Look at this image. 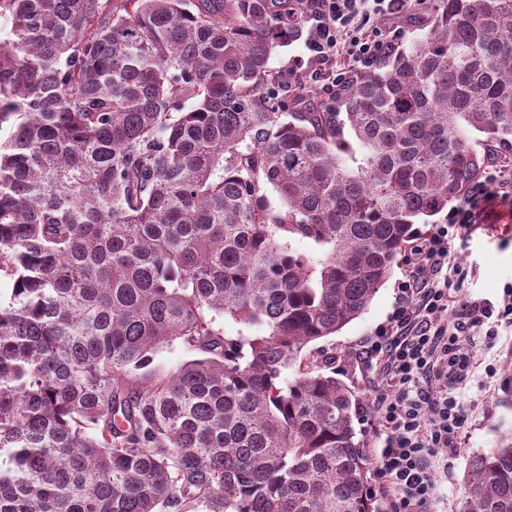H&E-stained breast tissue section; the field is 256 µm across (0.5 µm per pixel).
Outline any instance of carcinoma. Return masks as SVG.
<instances>
[{
	"label": "carcinoma",
	"instance_id": "cac0c4a2",
	"mask_svg": "<svg viewBox=\"0 0 512 512\" xmlns=\"http://www.w3.org/2000/svg\"><path fill=\"white\" fill-rule=\"evenodd\" d=\"M0 18V512H379L360 400L312 344L512 148V0H435L410 47L297 112L270 59L301 0ZM178 339L204 357L142 372ZM457 512H512L511 438Z\"/></svg>",
	"mask_w": 512,
	"mask_h": 512
}]
</instances>
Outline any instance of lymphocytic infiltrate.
I'll use <instances>...</instances> for the list:
<instances>
[{
	"label": "lymphocytic infiltrate",
	"mask_w": 512,
	"mask_h": 512,
	"mask_svg": "<svg viewBox=\"0 0 512 512\" xmlns=\"http://www.w3.org/2000/svg\"><path fill=\"white\" fill-rule=\"evenodd\" d=\"M428 3L303 0L307 53L284 71L280 97L295 98L298 75L328 94L348 76L371 68L394 45L380 21L421 12ZM487 181L451 207L445 223L413 237L393 317L361 348L380 380L366 412L380 426L376 475L390 512H431L437 497L431 460L438 451L452 455L461 448L468 420L462 403L448 391L449 383L469 376L467 338L476 328L491 340L500 329L512 328V283L495 301L461 299L455 288L468 270L452 257V244L471 238L489 209L512 207V157L496 161Z\"/></svg>",
	"instance_id": "f902f5d3"
}]
</instances>
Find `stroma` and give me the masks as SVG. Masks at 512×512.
I'll use <instances>...</instances> for the list:
<instances>
[{"label": "stroma", "instance_id": "35a3bbf8", "mask_svg": "<svg viewBox=\"0 0 512 512\" xmlns=\"http://www.w3.org/2000/svg\"><path fill=\"white\" fill-rule=\"evenodd\" d=\"M452 251L457 261L470 258L477 262L475 272L460 283V295L491 300L501 297L504 284L512 281V210L495 207L484 234L466 243L454 242ZM406 269L403 263L395 266L364 313L323 342L324 347L336 353L339 378L364 403L376 394L378 379L360 362V345L375 328L390 321L397 285ZM468 344L473 371L465 382L450 388L468 415L466 438L455 455L441 453L431 461L438 493L435 512H455L474 455L489 452L505 438H512V330H502L494 342L478 330L469 337ZM490 364L496 365V374L487 373Z\"/></svg>", "mask_w": 512, "mask_h": 512}]
</instances>
